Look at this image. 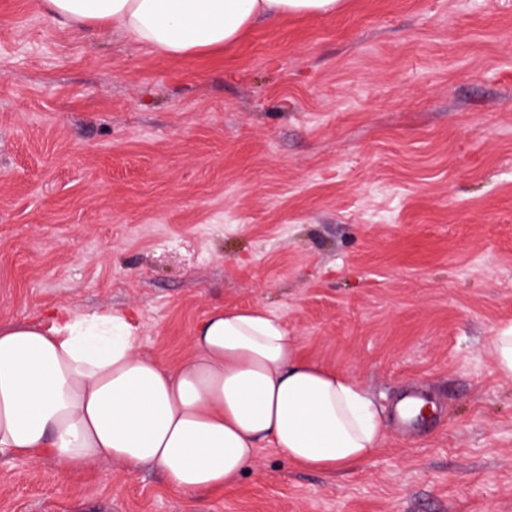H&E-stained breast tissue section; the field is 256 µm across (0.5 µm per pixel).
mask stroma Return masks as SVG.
<instances>
[{
    "label": "stroma",
    "instance_id": "1",
    "mask_svg": "<svg viewBox=\"0 0 512 512\" xmlns=\"http://www.w3.org/2000/svg\"><path fill=\"white\" fill-rule=\"evenodd\" d=\"M122 312L175 364L263 307L355 376L380 447L263 448L185 496L151 467L0 454V512H512V0H341L172 59L0 0V324ZM408 389L436 413L393 416ZM492 350L498 373L512 378V325L493 337Z\"/></svg>",
    "mask_w": 512,
    "mask_h": 512
}]
</instances>
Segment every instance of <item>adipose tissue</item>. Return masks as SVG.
Here are the masks:
<instances>
[{"label": "adipose tissue", "instance_id": "adipose-tissue-1", "mask_svg": "<svg viewBox=\"0 0 512 512\" xmlns=\"http://www.w3.org/2000/svg\"><path fill=\"white\" fill-rule=\"evenodd\" d=\"M76 30L106 26L168 57L236 44L257 21L335 13L339 0H40ZM384 435L353 376L304 359L264 309L211 313L192 354H142L118 313L74 308L51 326L0 325V451L47 456L62 475L98 461L158 468L194 495L233 484L269 447L301 469L361 467Z\"/></svg>", "mask_w": 512, "mask_h": 512}]
</instances>
